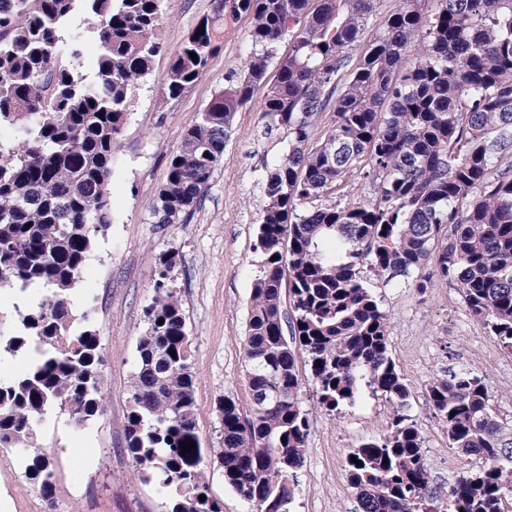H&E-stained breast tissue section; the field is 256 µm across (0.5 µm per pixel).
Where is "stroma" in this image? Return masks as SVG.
<instances>
[{
    "mask_svg": "<svg viewBox=\"0 0 512 512\" xmlns=\"http://www.w3.org/2000/svg\"><path fill=\"white\" fill-rule=\"evenodd\" d=\"M213 0H167L159 27L165 50L129 99V115L112 156L109 189L111 224L98 238L73 298L75 316L89 314L104 345L108 389L105 410L84 426L60 414L39 427V443L55 466L51 500H44L23 474L14 450L0 451V512H166L155 485L133 472L126 447L131 374L136 346L146 324L144 309L153 296L156 255L179 254L171 273L186 315L191 370L196 379L197 426L207 450V480L223 512H252L225 481L219 458L218 406L232 398L250 408L243 339L259 253L257 219L264 205V177L288 151L284 132H267L260 112L263 91L237 112L222 162L216 167L200 205L185 224H156L152 206L164 184L171 156L200 112L223 89L230 75L243 74L252 51L250 18L226 36L202 76L178 97L167 98L163 78L170 54L200 17L213 12ZM364 285L389 318V353L411 388L404 409L417 424L431 474L429 491L440 495L449 483L472 470L470 456L448 445L445 430L425 398L434 378L474 372L486 384L501 418L512 413V356L490 363L463 359L489 334L474 320L458 289L435 283L419 292L415 280L386 281L364 272ZM300 405L310 420L306 460L296 476L290 512H359L347 477L350 448L389 433L393 404L372 389L354 403L329 411L318 389L303 375Z\"/></svg>",
    "mask_w": 512,
    "mask_h": 512,
    "instance_id": "35a3bbf8",
    "label": "stroma"
}]
</instances>
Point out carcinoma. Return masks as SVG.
Instances as JSON below:
<instances>
[{
    "mask_svg": "<svg viewBox=\"0 0 512 512\" xmlns=\"http://www.w3.org/2000/svg\"><path fill=\"white\" fill-rule=\"evenodd\" d=\"M164 3L0 0V126L18 133L0 146V287L19 294L0 365L22 361L0 375V447L24 458L25 477L46 500L55 473L37 426L56 410L77 426L104 411L101 336L87 316L75 322L72 297L110 226L112 154L129 96L161 51ZM79 16L97 36L87 66L77 41L73 62L62 54L63 31ZM246 16L247 69L227 78L186 132L152 207L156 224L188 221L236 112L266 88L265 128L287 134L288 153L264 180L243 351L251 398L267 402L248 411L229 397L220 403L225 480L257 512H290L310 430L301 356L327 409L355 402L362 383L395 407L390 432L347 456L361 512H508L512 424L469 371L433 379L426 398L448 447L485 464L450 484L441 505L426 504L423 438L403 414L410 386L362 273L391 282L423 270L422 293L455 284L512 355V0H216L171 55L168 97L198 80L224 31ZM356 173L374 197L336 204ZM177 263L172 251L155 259L127 449L167 512H222L206 480L185 313L168 284ZM186 441L196 447L184 454Z\"/></svg>",
    "mask_w": 512,
    "mask_h": 512,
    "instance_id": "obj_1",
    "label": "carcinoma"
}]
</instances>
